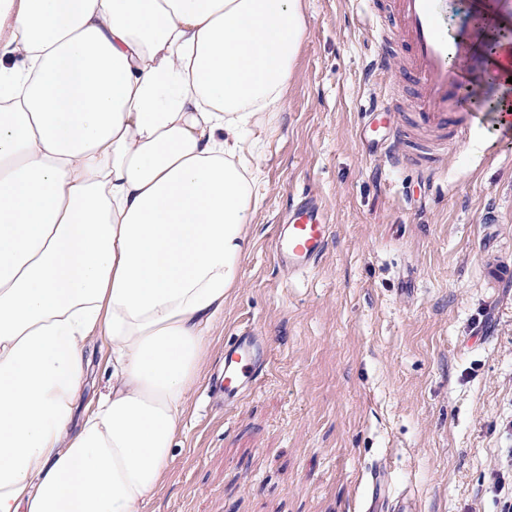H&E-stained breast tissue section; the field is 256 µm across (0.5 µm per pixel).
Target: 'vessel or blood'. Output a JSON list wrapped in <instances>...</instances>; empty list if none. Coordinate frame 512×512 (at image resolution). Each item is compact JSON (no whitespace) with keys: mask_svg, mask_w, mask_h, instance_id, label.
<instances>
[{"mask_svg":"<svg viewBox=\"0 0 512 512\" xmlns=\"http://www.w3.org/2000/svg\"><path fill=\"white\" fill-rule=\"evenodd\" d=\"M451 0H362L369 17H388L392 30L380 32L386 57L400 59L404 71L417 85L416 107L411 114L381 106L385 132L372 138L373 149L394 164L420 166L436 174L437 153L433 137L448 135L453 142L467 140L474 125L472 114L460 111L457 91L461 72L451 64V55L471 51L467 27H447ZM331 235L325 206L314 195H304L289 209L274 237L273 249L280 266L298 273L314 266L322 257ZM268 359V343L253 330L233 337L224 348V402L236 405L253 390L257 372Z\"/></svg>","mask_w":512,"mask_h":512,"instance_id":"obj_1","label":"vessel or blood"}]
</instances>
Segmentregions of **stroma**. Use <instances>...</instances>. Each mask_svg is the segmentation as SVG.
Here are the masks:
<instances>
[{
    "mask_svg": "<svg viewBox=\"0 0 512 512\" xmlns=\"http://www.w3.org/2000/svg\"><path fill=\"white\" fill-rule=\"evenodd\" d=\"M306 38L272 124L254 246L215 323L170 472L139 512H501L489 486L512 457V137L483 91L470 138L435 179L391 167L360 139L383 81L377 22L359 0H303ZM326 204L319 262L287 275L276 226L303 194ZM251 327L269 364L225 409L211 387L224 343ZM82 400L112 384L94 337ZM385 475L384 484L373 480Z\"/></svg>",
    "mask_w": 512,
    "mask_h": 512,
    "instance_id": "obj_1",
    "label": "stroma"
}]
</instances>
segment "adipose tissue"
Wrapping results in <instances>:
<instances>
[{
    "instance_id": "obj_1",
    "label": "adipose tissue",
    "mask_w": 512,
    "mask_h": 512,
    "mask_svg": "<svg viewBox=\"0 0 512 512\" xmlns=\"http://www.w3.org/2000/svg\"><path fill=\"white\" fill-rule=\"evenodd\" d=\"M479 14L504 115L512 21ZM305 33L301 0H0V512L163 482ZM95 331L112 389L84 406Z\"/></svg>"
}]
</instances>
